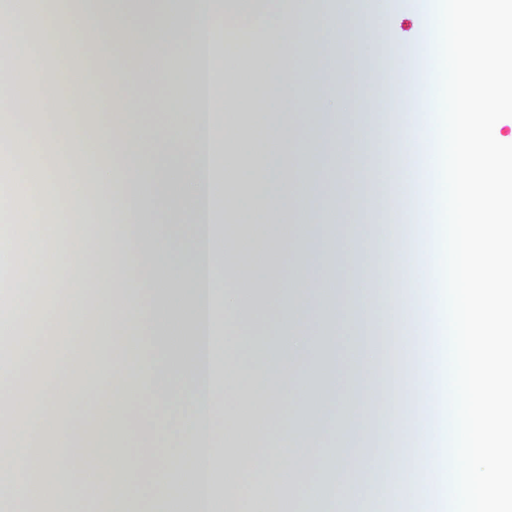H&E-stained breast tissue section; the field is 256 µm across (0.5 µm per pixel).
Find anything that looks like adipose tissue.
I'll list each match as a JSON object with an SVG mask.
<instances>
[{
    "instance_id": "adipose-tissue-1",
    "label": "adipose tissue",
    "mask_w": 512,
    "mask_h": 512,
    "mask_svg": "<svg viewBox=\"0 0 512 512\" xmlns=\"http://www.w3.org/2000/svg\"><path fill=\"white\" fill-rule=\"evenodd\" d=\"M353 0H0L14 20L8 47L29 58L25 99L42 104L40 136L13 130L21 156L51 151L52 166L29 170L51 184L67 169L75 225L65 238L29 220L39 256L67 289L93 307L92 320L50 299L40 368L26 347L0 362V422L18 448H38L36 474L12 458L0 503L31 512L39 501L94 476L98 499L130 512L126 481L144 475L166 512H266L253 480L288 472V512H357L364 501L428 500L447 487L454 467L448 394L449 340L419 342L415 293L387 294L381 271L400 278L429 269L438 320L442 240L426 251L398 231L414 166L428 183L425 219L441 230L437 161L421 145L437 136L414 107L392 132L393 158L373 145L347 103L359 88L347 47L357 38ZM409 21L414 33L437 17L415 0H373L368 38L385 36L398 60L378 59L366 94L378 101L387 73L406 85L410 40L400 28L380 31L383 15ZM38 41H31V34ZM96 51L106 83L75 85V59ZM231 60L223 92L209 73L218 52ZM192 72H185V59ZM101 102L103 120L82 112L83 97ZM192 105L189 122L177 108ZM227 111L218 125L217 105ZM159 159L145 182L137 153ZM224 157L223 178L213 173ZM350 171L351 181L340 174ZM118 224L103 240L96 227ZM189 222L190 246L170 259L150 224ZM224 234H216L217 223ZM223 302H216V289ZM181 320L184 342L172 348L164 326ZM280 340L270 345L267 323ZM223 339H216L218 323ZM390 326L394 349L368 331ZM159 349L138 363L143 335ZM80 345L88 376L74 379L67 349ZM169 424L176 448L150 444L143 404ZM109 405L99 419L100 405ZM282 422H274L279 409ZM140 436L131 445L132 436ZM250 439L243 456L239 444ZM411 449L405 467L394 450Z\"/></svg>"
}]
</instances>
